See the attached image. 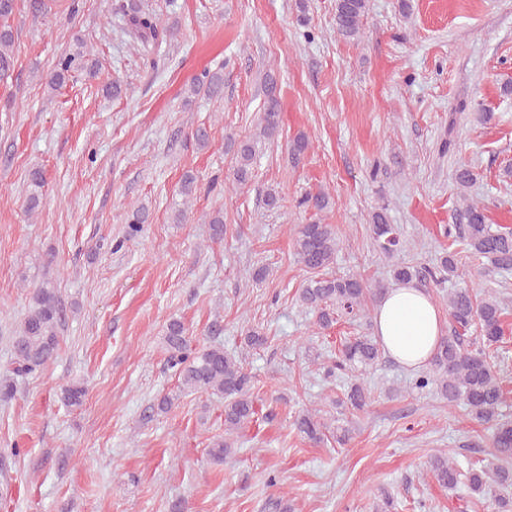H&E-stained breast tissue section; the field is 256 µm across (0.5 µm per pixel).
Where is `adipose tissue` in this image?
I'll return each mask as SVG.
<instances>
[{
    "mask_svg": "<svg viewBox=\"0 0 512 512\" xmlns=\"http://www.w3.org/2000/svg\"><path fill=\"white\" fill-rule=\"evenodd\" d=\"M445 326L431 296L411 282L390 288L374 313L375 335L386 354L409 369L423 368L431 361Z\"/></svg>",
    "mask_w": 512,
    "mask_h": 512,
    "instance_id": "ef3b65f1",
    "label": "adipose tissue"
}]
</instances>
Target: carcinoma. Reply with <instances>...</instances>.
<instances>
[{
  "instance_id": "1",
  "label": "carcinoma",
  "mask_w": 512,
  "mask_h": 512,
  "mask_svg": "<svg viewBox=\"0 0 512 512\" xmlns=\"http://www.w3.org/2000/svg\"><path fill=\"white\" fill-rule=\"evenodd\" d=\"M17 8V0H0V80L8 77L14 60L15 36L9 19ZM370 9V0H334L333 22L336 34L345 41H357L361 37L363 19ZM130 31L142 41H157L168 36L156 14L141 5L122 6ZM83 43L77 49L62 55L46 76V84L54 91L62 88L78 74L88 78L96 75L94 66L88 64ZM276 77L267 72L263 75L266 93L263 112L259 120V136L272 140L279 134L280 101L277 98ZM192 94L205 92L209 97H220L224 92V78L220 72L208 73L189 87ZM255 149L253 142L239 143L233 168L232 185L243 186L252 176ZM43 174L35 170L29 177L27 210L38 209ZM308 209L319 214L330 204V197L323 191L308 194L302 200ZM148 214L143 207L133 210L127 228V237L138 236ZM460 223L453 225L455 238L462 240L471 254L487 259L503 273L512 272V231L495 229L486 222L484 209L475 203H467L459 210ZM210 236L213 240L224 237V210L217 209L208 215ZM371 231L379 250L386 256L404 249L398 229L388 223L384 213L371 216ZM340 240L331 224L314 219L303 224L294 238L297 261L312 271L298 290L301 306L316 315V324L325 329L337 322V317H357L366 314L367 303L379 299L387 285L370 288L357 275L333 276L326 273L336 261ZM391 281L404 283L413 279L430 278L439 281L437 273L397 263L390 270ZM505 299L491 293H478L470 287L448 289V316L450 327L430 362L431 369L420 375L415 387L436 385L450 404H461L479 422L492 430L493 452L487 461L472 465L461 473L448 456H436L431 460L428 474L439 485L455 488L466 479L472 493L492 498L499 512H512V418L503 414L507 391L503 385L498 363L506 359L509 350L503 346V318L506 314ZM62 309L55 289L43 286L34 290L33 305L11 338L13 351L12 376L0 379V397L12 396L15 378L27 375L53 362L59 348V326ZM474 329L477 336L465 332ZM168 352V364L178 374V392L166 394L158 402L157 409L165 412L174 400L185 393H211L224 398V436L215 439L207 450L209 459L222 464L235 452L233 437L252 422L256 414L251 389L253 376L245 367V359L224 351L220 344L193 348L186 336L184 324L172 319L163 337ZM383 356L378 340L362 334L346 339L339 349L336 369L366 371L373 368ZM86 390L83 384L72 382L62 390V401L68 407L83 404ZM368 390L360 382L350 385L347 400L355 409L368 403ZM299 433L312 441H322L331 425L322 421L319 410L305 409L294 421Z\"/></svg>"
}]
</instances>
